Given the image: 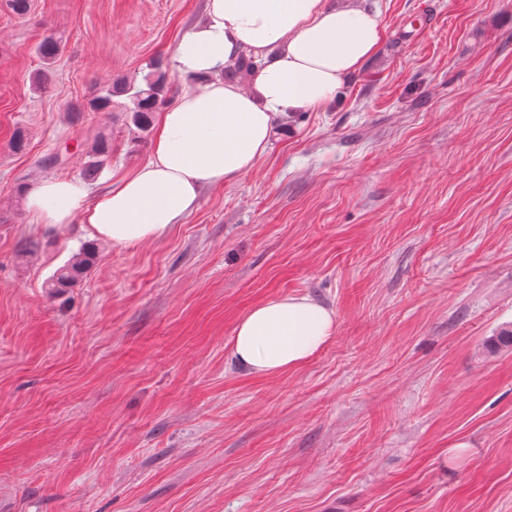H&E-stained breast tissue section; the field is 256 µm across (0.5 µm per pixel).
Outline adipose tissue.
<instances>
[{
    "mask_svg": "<svg viewBox=\"0 0 512 512\" xmlns=\"http://www.w3.org/2000/svg\"><path fill=\"white\" fill-rule=\"evenodd\" d=\"M384 24L362 0H207L205 18L177 43V70L194 85L161 111L151 159L98 195L74 179H45L28 196L39 223L86 224L115 246L153 240L191 213L203 187L252 170L277 119L318 109L380 46ZM265 59L248 85L224 82L241 54ZM335 312L306 296L255 305L230 353L249 373L307 363L334 335Z\"/></svg>",
    "mask_w": 512,
    "mask_h": 512,
    "instance_id": "adipose-tissue-1",
    "label": "adipose tissue"
}]
</instances>
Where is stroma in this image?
<instances>
[{
	"mask_svg": "<svg viewBox=\"0 0 512 512\" xmlns=\"http://www.w3.org/2000/svg\"><path fill=\"white\" fill-rule=\"evenodd\" d=\"M366 4L385 35L335 100L120 247L27 192L103 140L92 192L149 160L125 97L88 102L156 60L191 88L173 51L205 0H0V512H512V352L487 348L512 327V0ZM291 295L333 338L237 367L239 319ZM73 262L62 267L56 274L52 288H69L82 274H84L91 264L90 254L87 252L79 253Z\"/></svg>",
	"mask_w": 512,
	"mask_h": 512,
	"instance_id": "1",
	"label": "stroma"
}]
</instances>
